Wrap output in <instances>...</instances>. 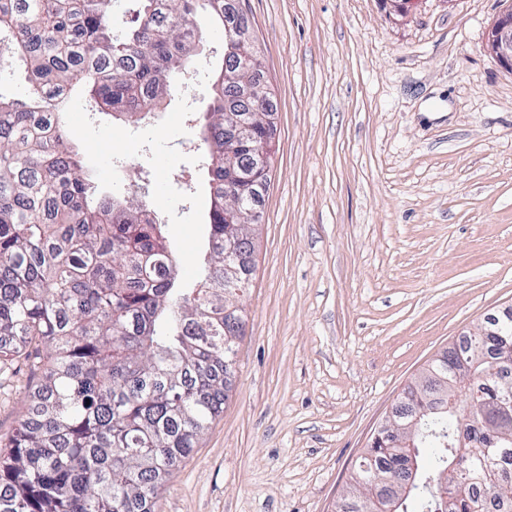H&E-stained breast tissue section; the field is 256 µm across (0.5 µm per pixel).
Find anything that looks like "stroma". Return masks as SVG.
I'll return each instance as SVG.
<instances>
[{"label": "stroma", "instance_id": "obj_1", "mask_svg": "<svg viewBox=\"0 0 512 512\" xmlns=\"http://www.w3.org/2000/svg\"><path fill=\"white\" fill-rule=\"evenodd\" d=\"M512 0H240L277 112L224 411L154 512H336L371 435L437 355L512 306ZM173 93L151 119L67 115L99 190L144 203L179 272L208 249ZM40 378L0 363V445ZM486 49L512 71V7L494 21Z\"/></svg>", "mask_w": 512, "mask_h": 512}]
</instances>
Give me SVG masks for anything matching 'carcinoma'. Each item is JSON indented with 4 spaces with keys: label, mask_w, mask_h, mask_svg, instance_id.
<instances>
[{
    "label": "carcinoma",
    "mask_w": 512,
    "mask_h": 512,
    "mask_svg": "<svg viewBox=\"0 0 512 512\" xmlns=\"http://www.w3.org/2000/svg\"><path fill=\"white\" fill-rule=\"evenodd\" d=\"M122 27L112 0H0V43L25 66L23 95H0V362L36 342L42 380L9 451L0 450V512H153L162 483L223 411L244 324L250 242L238 238L254 188L276 153L253 121L224 153L228 129L253 111L239 82L264 79L255 46L213 74L202 111L210 255L187 281L164 225L137 200L101 194L83 170L65 117L75 95L94 111L142 119L171 95L205 28L232 23L224 0H134ZM237 241L224 256V241ZM234 308L233 320L224 307ZM512 321L469 336L403 390L391 420L419 416L400 446L378 431L338 512H503L512 505ZM458 406L479 428L448 412Z\"/></svg>",
    "instance_id": "cac0c4a2"
}]
</instances>
